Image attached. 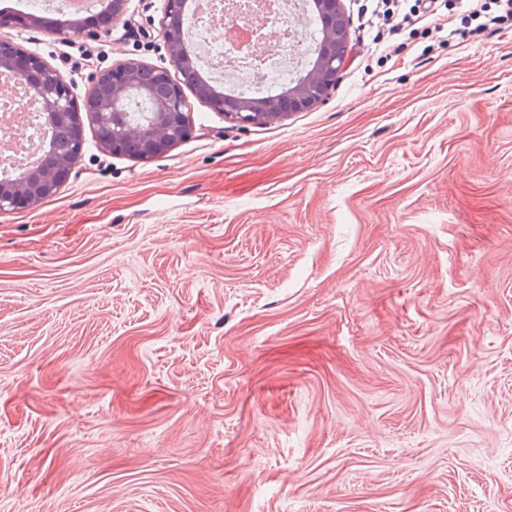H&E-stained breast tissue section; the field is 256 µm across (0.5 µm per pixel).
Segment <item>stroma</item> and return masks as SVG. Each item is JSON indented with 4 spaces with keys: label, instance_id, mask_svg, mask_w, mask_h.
<instances>
[{
    "label": "stroma",
    "instance_id": "stroma-1",
    "mask_svg": "<svg viewBox=\"0 0 512 512\" xmlns=\"http://www.w3.org/2000/svg\"><path fill=\"white\" fill-rule=\"evenodd\" d=\"M342 0L325 103L82 156L0 212V512H512V20L389 37ZM78 92L167 66L160 0L60 39ZM452 28L461 36L449 37Z\"/></svg>",
    "mask_w": 512,
    "mask_h": 512
}]
</instances>
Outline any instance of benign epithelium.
<instances>
[{"label":"benign epithelium","instance_id":"7a95c632","mask_svg":"<svg viewBox=\"0 0 512 512\" xmlns=\"http://www.w3.org/2000/svg\"><path fill=\"white\" fill-rule=\"evenodd\" d=\"M186 4L187 0H162L160 35L170 68L119 60L98 75L80 101L74 84L58 69L14 43L0 41V84H22L26 100L18 107H37L54 129L51 143L41 141L28 162L0 178V211L34 206L54 196L69 180L84 146L82 112L94 124L112 128L107 137L96 135L104 150L142 159L160 156L189 137L191 106L183 93L185 86L211 110L246 124L284 118L326 101L348 51L349 20L341 0H318L321 39L312 51V69L281 97L268 99L228 95L201 79L200 57L187 49L195 12H187ZM174 72L180 78H174ZM133 97L148 104L147 115L135 124L127 112Z\"/></svg>","mask_w":512,"mask_h":512}]
</instances>
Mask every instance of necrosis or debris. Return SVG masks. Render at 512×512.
<instances>
[{"instance_id":"necrosis-or-debris-1","label":"necrosis or debris","mask_w":512,"mask_h":512,"mask_svg":"<svg viewBox=\"0 0 512 512\" xmlns=\"http://www.w3.org/2000/svg\"><path fill=\"white\" fill-rule=\"evenodd\" d=\"M227 0H197L199 21L193 39L204 66L232 81L234 88L264 94L288 80L302 60L313 26L305 0H276L272 13L246 23L237 13L226 12ZM13 97L0 93V139L10 147L0 151V171L11 168L12 156L27 153L41 135L35 115L25 121L13 118Z\"/></svg>"}]
</instances>
